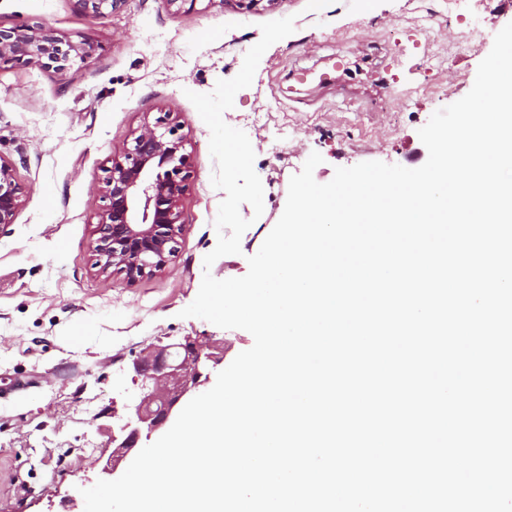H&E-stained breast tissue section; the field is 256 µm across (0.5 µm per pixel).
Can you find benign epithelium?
<instances>
[{"instance_id": "1", "label": "benign epithelium", "mask_w": 512, "mask_h": 512, "mask_svg": "<svg viewBox=\"0 0 512 512\" xmlns=\"http://www.w3.org/2000/svg\"><path fill=\"white\" fill-rule=\"evenodd\" d=\"M79 10L102 15L121 0H75ZM89 46L59 35L46 23L0 28V70L40 66L57 71L85 61ZM172 112L144 113L121 154L104 168L97 188L98 222L90 243L99 276L122 272L128 281L165 270L182 235V201L191 178L190 155ZM23 189L16 164L0 156V233L15 223ZM224 365V350L186 336L152 344L132 362L137 392L112 425V454L101 463L109 478L147 442L161 436L211 376Z\"/></svg>"}]
</instances>
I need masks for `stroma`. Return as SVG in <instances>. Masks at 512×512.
<instances>
[{
    "mask_svg": "<svg viewBox=\"0 0 512 512\" xmlns=\"http://www.w3.org/2000/svg\"><path fill=\"white\" fill-rule=\"evenodd\" d=\"M261 0L249 8L196 0H123L105 15L75 0H0V26L50 23L94 51L58 74L38 67L0 71V156L17 161L22 205L0 235V512H84L82 489L112 453V414L136 391L131 365L156 339L193 336L223 344L233 361L254 344L180 312L204 272L240 276L281 217L291 177L311 153L313 176L367 161L423 165L418 131L472 88L493 39L512 22V0ZM294 17L295 31L263 54L253 83L237 92L224 121L244 131L264 188V211L241 252L203 258L218 239L222 190L210 131L186 96L233 78L261 37V23ZM175 113L193 176L183 199L179 252L165 271L128 282L96 276L89 246L98 221L94 190L144 113Z\"/></svg>",
    "mask_w": 512,
    "mask_h": 512,
    "instance_id": "obj_1",
    "label": "stroma"
}]
</instances>
